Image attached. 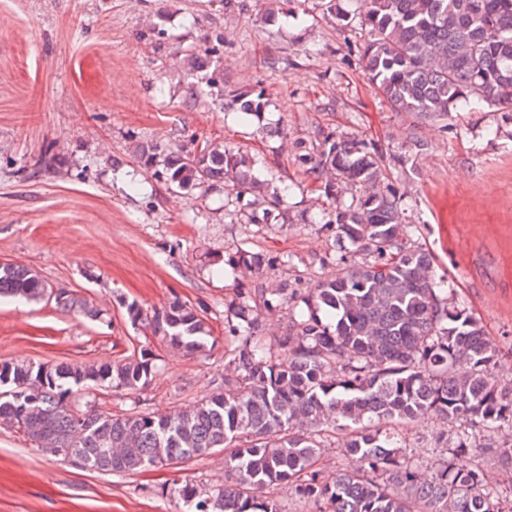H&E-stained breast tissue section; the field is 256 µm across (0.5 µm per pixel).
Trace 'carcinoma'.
<instances>
[{
	"instance_id": "cac0c4a2",
	"label": "carcinoma",
	"mask_w": 512,
	"mask_h": 512,
	"mask_svg": "<svg viewBox=\"0 0 512 512\" xmlns=\"http://www.w3.org/2000/svg\"><path fill=\"white\" fill-rule=\"evenodd\" d=\"M340 26L359 22L355 49L377 92L397 112L445 121L461 103L512 112V0H354L345 10L322 0ZM213 48L187 50L198 72ZM244 123L269 106L256 83L234 91ZM296 159L337 197L339 184L362 193L335 213L340 243L334 277L300 294L288 283L241 289L226 307L232 349L224 385L191 407L165 413L114 414L75 402L83 389L135 391L156 374L147 352L101 363L34 366L0 363V425L35 447L84 468L131 474L224 454L223 483L173 481L171 496L192 512H284L276 490L316 512H512V480L490 487L482 468L455 466L483 432L512 429V383L496 369L500 350L481 322L442 288L434 254L413 242L402 194L388 183L374 144L327 134L318 147L297 146ZM161 165L176 189L209 184L263 186L258 159L222 144L194 141L139 152ZM291 187L240 206L248 223L267 224ZM278 255L239 249L234 269L261 276ZM41 302L51 297L94 320L87 303L22 265H0V298ZM291 307L288 339L273 347L259 336L254 306ZM172 347L200 352L210 333L204 316L176 299L151 313L127 306ZM424 415L439 421L433 470L409 457L398 429ZM341 441L346 467L331 481L319 460L321 434ZM512 472V442L490 448Z\"/></svg>"
}]
</instances>
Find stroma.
<instances>
[{
    "mask_svg": "<svg viewBox=\"0 0 512 512\" xmlns=\"http://www.w3.org/2000/svg\"><path fill=\"white\" fill-rule=\"evenodd\" d=\"M266 0H0V263L35 270L54 291L88 301L89 320L55 301L0 299V362L103 363L145 351L159 371L135 393L108 390L104 409L163 413L224 381V303L252 278L227 269L238 249L284 255L269 281L311 288L335 273L336 235L314 223L334 200L313 188L293 142L327 133L374 142L417 244L432 251L458 299L502 351L512 381V121L460 106L447 125L393 111L369 82L354 45L320 0H285L264 25ZM225 91L262 83L275 137L239 123L205 95L183 60L211 46ZM224 144L262 158L259 180L294 186L267 225L231 223L235 187L178 190L144 167L138 145ZM180 300L200 310L204 351L172 348L132 325ZM224 479V459L198 458L129 475L43 453L0 428V512H184L172 480Z\"/></svg>",
    "mask_w": 512,
    "mask_h": 512,
    "instance_id": "1",
    "label": "stroma"
}]
</instances>
